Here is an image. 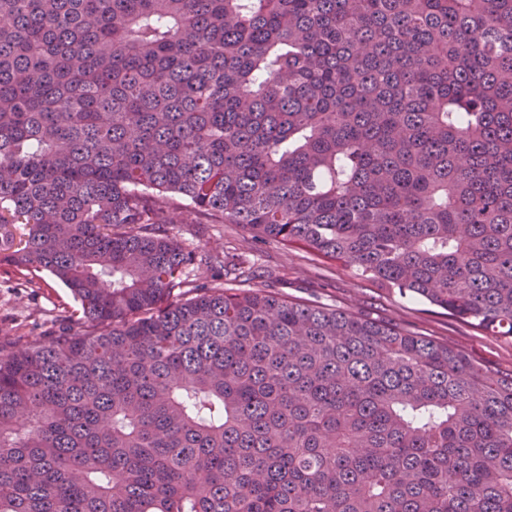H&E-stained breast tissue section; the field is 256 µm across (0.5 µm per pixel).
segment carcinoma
<instances>
[{
	"instance_id": "cac0c4a2",
	"label": "carcinoma",
	"mask_w": 512,
	"mask_h": 512,
	"mask_svg": "<svg viewBox=\"0 0 512 512\" xmlns=\"http://www.w3.org/2000/svg\"><path fill=\"white\" fill-rule=\"evenodd\" d=\"M241 224L512 336V0H0V512H512V374L266 289ZM40 288H14L15 284L0 268V338L13 339L16 329L31 338H52L62 319L80 309L69 289L48 273H40Z\"/></svg>"
}]
</instances>
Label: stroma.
Here are the masks:
<instances>
[{"mask_svg":"<svg viewBox=\"0 0 512 512\" xmlns=\"http://www.w3.org/2000/svg\"><path fill=\"white\" fill-rule=\"evenodd\" d=\"M173 233L188 247L235 258L238 267L225 271V287H263L295 302L397 326L463 351L493 372L512 371V336L475 329L435 306L390 292L344 262L295 244L258 239L238 224H177ZM79 308L69 289L49 274H42L40 287L18 288L0 269L2 341L17 332L50 339L62 319Z\"/></svg>","mask_w":512,"mask_h":512,"instance_id":"35a3bbf8","label":"stroma"}]
</instances>
